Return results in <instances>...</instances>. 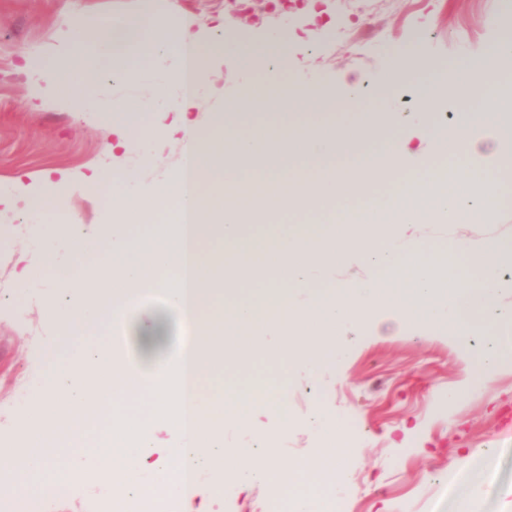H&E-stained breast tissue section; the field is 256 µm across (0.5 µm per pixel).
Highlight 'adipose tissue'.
<instances>
[{
    "label": "adipose tissue",
    "instance_id": "adipose-tissue-1",
    "mask_svg": "<svg viewBox=\"0 0 512 512\" xmlns=\"http://www.w3.org/2000/svg\"><path fill=\"white\" fill-rule=\"evenodd\" d=\"M191 27L188 20L146 26L120 18L99 28L90 18L77 17L69 22L74 41L68 53L31 71L29 80L41 95L65 98L76 88L73 74H80L88 85L104 75L123 81L127 64L144 57L157 76L155 111L183 115L199 95L184 87L186 50H193L201 72L211 56L227 48L220 38L199 44ZM503 72H512L511 37L492 45L479 69L450 81L449 94L467 104L453 124H430L433 98L419 103L417 122L445 166L412 173L395 194L351 217L336 213L330 224H269L246 238L239 221L247 211L259 218L329 202L338 194L355 192L371 178L399 173L405 159L397 147L400 131L391 113L363 111L344 127L323 117L309 125L260 127L219 138L188 128L184 154L192 168L196 207V235L188 251L168 223L131 237L129 228L141 218L143 200L130 171L91 174V181L112 184L106 198L112 219L84 238L73 236V221L52 213L48 198L28 197V210L41 227L45 258L26 263L18 278L25 284L39 281L52 265L58 244L70 243L73 266L43 299L61 324L56 343L67 346L68 352L44 373L38 399L27 409L12 445L0 448V471L11 473L14 483L26 488L47 489L63 480L79 490L92 483L111 485L117 472L147 471L157 476L154 491L182 494L187 512H215L214 500L197 498L187 476L208 471L222 478L226 464L250 453L246 447H225V423L248 429L257 414L274 407L273 385L244 379L229 389L217 379L218 369L242 360L258 335L277 340L265 353L270 361L301 360L312 366L323 353H342L336 339L341 328L366 322L376 309L386 308L400 325L419 321L464 336H485L495 355L492 362L483 363V373L512 362V343L503 341L502 328L490 322L504 286L500 266L512 262L511 241L492 237L477 250L463 240L444 250L423 243L401 249L383 236L391 225L426 220L493 223L494 214L464 202L476 185L488 197L512 200L511 180L486 172L475 182L459 163L460 158L486 154L512 162V82H499ZM252 94L260 102L279 94L292 102L317 103L324 110L330 103L319 87H286L274 70ZM86 109L111 114L115 147L132 138L150 145L151 128L131 109L91 94ZM483 123L496 126L492 141L472 138V129ZM347 248L372 266L373 276L308 293L312 263L332 265ZM258 271L275 274L282 288L227 297V290L253 279ZM397 277L408 285V292L393 287ZM147 282L161 295L163 308L138 323L151 375L145 392L154 409L178 413L180 440L168 446L129 429V446L104 448L82 464L66 465L65 447L81 441L85 420L111 416L117 403L132 396L135 375L105 342L115 329L129 327L130 311L139 303L136 290ZM184 316L192 323L193 341L186 347L187 388L180 391L169 385L173 365L159 339L166 335L169 319ZM345 453L338 439L292 468L262 462L239 469L238 475L245 485L267 480L290 486L315 474L329 483L342 476Z\"/></svg>",
    "mask_w": 512,
    "mask_h": 512
}]
</instances>
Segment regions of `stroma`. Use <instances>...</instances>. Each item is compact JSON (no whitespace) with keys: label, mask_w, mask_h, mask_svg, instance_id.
Instances as JSON below:
<instances>
[{"label":"stroma","mask_w":512,"mask_h":512,"mask_svg":"<svg viewBox=\"0 0 512 512\" xmlns=\"http://www.w3.org/2000/svg\"><path fill=\"white\" fill-rule=\"evenodd\" d=\"M91 16L109 20L132 16L150 24L157 20L193 19L200 43L224 33L231 46L210 58L203 75L204 93L189 113L197 127L219 136L224 102H238L233 120L238 131L252 125L304 124L311 109L274 96L267 105L250 99L251 86L267 71L263 57L251 54L280 27L288 43L280 59L282 77L294 87L319 86L342 111L333 120L352 121L344 81L361 77V102L375 112L401 115L408 139L420 141L413 117L419 99L433 94L440 76L461 73L480 59L495 41L512 34V0H287L275 10H258L247 27L236 26L228 0H0V186L22 180L27 191L55 197V209L79 223L84 235L108 224L104 204L107 183L97 182L56 195L52 184L60 174L74 177L102 169L139 170L138 188L156 198L160 184L181 169L183 148L172 135V118H164L154 143L153 160L143 163L136 142L109 152L111 116L85 110L84 92L39 100L29 83L28 67L59 58L70 47V18ZM415 45L429 63L427 70L389 83L392 51ZM99 96L137 107L151 92L146 61L134 65L125 82L100 81ZM512 238V205L497 210L488 224H420L417 238L435 248L449 240L483 246L489 234ZM40 259L42 250L22 195L11 205L0 204V432L13 431L23 416L16 404L24 396L33 403L50 362V343L60 334L59 321L46 313L41 297L52 278L26 288L14 271L20 256ZM341 358H324L319 367L297 362L273 364L255 354L244 378L277 383L288 396L290 421L261 416L254 430L224 428L229 448L252 445L257 437L279 431L276 453L282 463L315 455L323 439L322 424H335L348 439L342 460L343 481L318 493L317 512H325L332 495L345 498L348 512H456L458 497L471 499L472 512H512V365L496 369L480 384H467L482 349L478 336H448L441 331L408 327L384 336L367 325L341 331ZM460 389L457 400L448 392ZM466 448H488L492 455L481 481L458 462ZM449 477L440 490L436 474ZM197 491L217 496L227 512H259L271 488L258 481L242 487L234 474L214 481L203 474Z\"/></svg>","instance_id":"obj_1"}]
</instances>
